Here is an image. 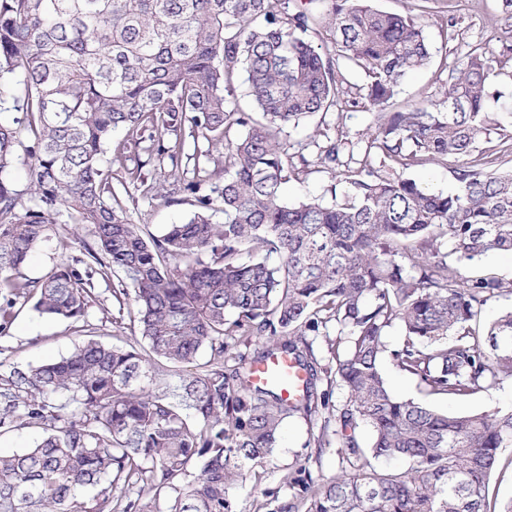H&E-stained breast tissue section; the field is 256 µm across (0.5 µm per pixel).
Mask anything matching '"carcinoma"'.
<instances>
[{
	"mask_svg": "<svg viewBox=\"0 0 512 512\" xmlns=\"http://www.w3.org/2000/svg\"><path fill=\"white\" fill-rule=\"evenodd\" d=\"M322 34L363 69L377 108L356 169L342 131L319 133L311 161L288 140L300 120L342 106ZM430 59L421 20L370 0H0V112L15 113L0 121V335L29 302L78 323L96 284L116 278L118 323L144 340L90 339L26 369L0 362V436L39 432L0 453V512H114L119 498L123 512L161 499L166 512H234L242 470L259 476L285 421L329 408L323 376L349 395L334 415L341 471L317 482L299 469L267 512H512L488 501L512 454V408L442 413L395 395L381 369L397 324L393 362L429 395L512 378V311L480 327L512 282L477 268L512 251V167L464 162L452 194L398 172L470 155L497 124L495 68L476 48L445 107L381 111ZM241 78L249 109L232 103ZM19 161L25 202L8 179ZM313 172L350 195L288 203L284 185ZM132 190L193 211L146 236L122 197ZM63 212L91 228L76 237L83 257L24 277ZM203 349L209 359L181 380L188 404L154 387L155 361L191 363ZM278 354L305 372L299 400L252 381ZM36 438H38V435L28 429H22L6 436H2L0 438V451L7 453L21 448H28L33 445Z\"/></svg>",
	"mask_w": 512,
	"mask_h": 512,
	"instance_id": "obj_1",
	"label": "carcinoma"
}]
</instances>
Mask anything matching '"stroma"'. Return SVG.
I'll use <instances>...</instances> for the list:
<instances>
[{
	"instance_id": "35a3bbf8",
	"label": "stroma",
	"mask_w": 512,
	"mask_h": 512,
	"mask_svg": "<svg viewBox=\"0 0 512 512\" xmlns=\"http://www.w3.org/2000/svg\"><path fill=\"white\" fill-rule=\"evenodd\" d=\"M374 8L399 14H412L425 24L432 58L427 67L412 74L395 96L392 107L400 109L420 102L438 103L452 70L474 48H481L487 56L501 57L506 47L512 46V9L505 8L503 0H372ZM503 74L492 78L491 89L500 98L492 102L491 111L497 112L499 124L475 143L471 157L490 168L512 166V154L506 147L512 143V61L503 65ZM342 86L345 99L351 105L343 114L315 115L299 127L289 129L290 141L308 142L317 130L340 122L349 133L350 151L360 153V138L372 121L371 110L360 99L365 76L357 70L345 73ZM128 206L144 232L158 235L166 225L188 219L190 205L167 206L157 200L135 198ZM112 296L99 295L90 304L88 316L79 327L65 320H49L39 316L32 306L20 308L7 336L0 338V360L25 368L49 358L68 354L81 337L88 336L109 345L124 346L132 341L129 330L112 323ZM383 371L392 391L442 412H491L512 407V380L477 390L462 398H440L426 395L413 378L399 372L391 360H384ZM320 418L301 415L289 418L283 428L278 448L265 467L262 481H255L252 472H245L235 491L238 512H259L265 503V491L287 496L286 475L302 467L309 468L313 477L334 476L340 469L341 437L330 436L329 447L317 449L309 444L320 431Z\"/></svg>"
}]
</instances>
